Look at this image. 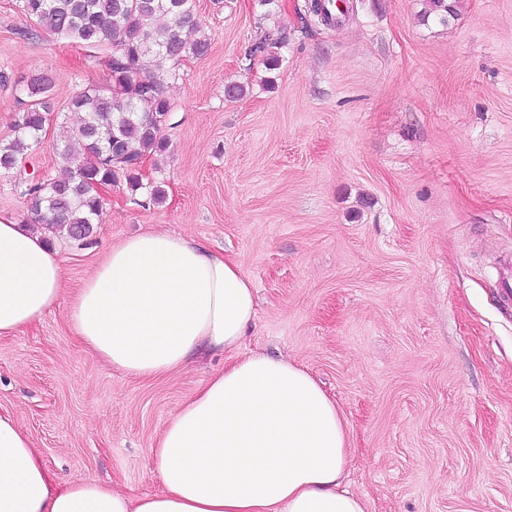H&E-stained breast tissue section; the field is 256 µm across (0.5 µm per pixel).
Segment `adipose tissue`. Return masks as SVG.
Returning a JSON list of instances; mask_svg holds the SVG:
<instances>
[{"mask_svg": "<svg viewBox=\"0 0 512 512\" xmlns=\"http://www.w3.org/2000/svg\"><path fill=\"white\" fill-rule=\"evenodd\" d=\"M58 252L0 219V335L59 300ZM256 317L239 263L166 232L114 245L80 289L69 321L112 368L158 377L206 350L232 353L170 420L155 450L160 491L133 495L94 478L60 484L14 416L0 410V512H367L345 486L347 423L304 368L239 355Z\"/></svg>", "mask_w": 512, "mask_h": 512, "instance_id": "adipose-tissue-1", "label": "adipose tissue"}]
</instances>
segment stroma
Returning a JSON list of instances; mask_svg holds the SVG:
<instances>
[{
    "instance_id": "35a3bbf8",
    "label": "stroma",
    "mask_w": 512,
    "mask_h": 512,
    "mask_svg": "<svg viewBox=\"0 0 512 512\" xmlns=\"http://www.w3.org/2000/svg\"><path fill=\"white\" fill-rule=\"evenodd\" d=\"M302 2L261 20L255 0H196L208 53L178 82L155 73L169 148L143 177L167 198L115 185L89 242L55 241L66 286L40 323L0 337V407L58 481L160 488L167 423L227 355L128 375L83 349L68 312L109 247L166 232L239 262L257 296L241 353L302 366L336 402L368 512H512V0H458L445 25L425 0H347L335 25L302 21ZM260 24L288 34L278 70L250 55ZM111 53L0 0V144L17 82L48 74L58 111L105 83ZM230 83L245 94L226 100Z\"/></svg>"
}]
</instances>
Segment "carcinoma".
Segmentation results:
<instances>
[{
  "label": "carcinoma",
  "mask_w": 512,
  "mask_h": 512,
  "mask_svg": "<svg viewBox=\"0 0 512 512\" xmlns=\"http://www.w3.org/2000/svg\"><path fill=\"white\" fill-rule=\"evenodd\" d=\"M25 17L50 35L82 48L112 46L103 85L79 89L68 110L76 123L56 150L66 162L58 176L28 178L17 183L34 221L48 243L66 237L84 241L92 236L104 199L101 183L125 182L135 193L144 190L161 204L166 190L159 182H143L138 161L155 159L167 150L163 127L172 110L166 87L149 70L177 68L189 57L205 55L211 38L200 23L195 0H20ZM424 15L440 23L457 15L448 0H426ZM304 12L329 22L325 0H310ZM288 41L285 32H262L250 56L261 57L268 70L280 65L277 49ZM50 78L35 74L27 80L26 107L18 113L15 136L0 144V173H11L42 142L56 120L49 102Z\"/></svg>",
  "instance_id": "carcinoma-1"
}]
</instances>
